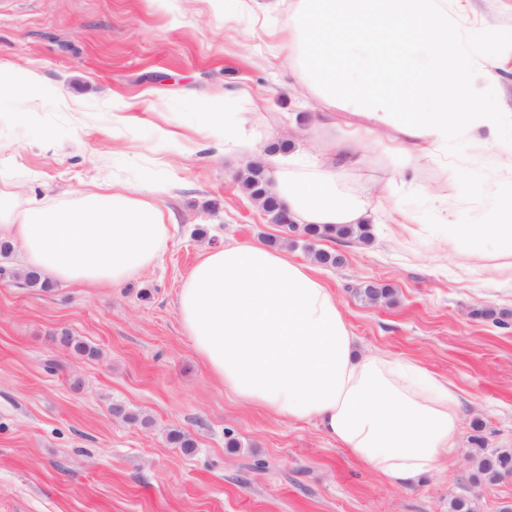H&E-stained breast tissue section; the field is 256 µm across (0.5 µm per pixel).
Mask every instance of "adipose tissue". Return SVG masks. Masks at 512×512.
<instances>
[{
  "mask_svg": "<svg viewBox=\"0 0 512 512\" xmlns=\"http://www.w3.org/2000/svg\"><path fill=\"white\" fill-rule=\"evenodd\" d=\"M282 48L328 105L363 109L365 133L402 136L391 158L437 157L471 135L512 168V107L476 106L475 66L458 40L447 0H291ZM224 147L257 150L250 118L225 113ZM355 136L317 142L309 171L279 164L273 188L298 224H369L368 197L337 189L358 164ZM159 189L101 187L73 203L17 209L0 196V240L19 247L24 269L72 286L112 287L139 277L164 253L171 216ZM495 224L447 217L438 251L466 248L512 278V192L493 191ZM176 310L210 374L242 401L323 432L387 484L435 471L460 442V397L447 379L384 353H356L335 295L308 265L258 243L207 250L183 277Z\"/></svg>",
  "mask_w": 512,
  "mask_h": 512,
  "instance_id": "1",
  "label": "adipose tissue"
}]
</instances>
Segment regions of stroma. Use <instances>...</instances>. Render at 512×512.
Instances as JSON below:
<instances>
[{"mask_svg":"<svg viewBox=\"0 0 512 512\" xmlns=\"http://www.w3.org/2000/svg\"><path fill=\"white\" fill-rule=\"evenodd\" d=\"M266 0H0V69L45 88L30 112L0 102V192L17 203L76 198L98 184L164 185L172 214L159 261L116 288L23 285L19 252L0 256V512H475L512 506V475L486 480L473 436L512 449V282L461 253H437L434 215L445 169L467 182L461 224H491L485 188L512 191V171L483 138L421 161L394 198L423 218L421 233L374 227L371 242L310 243L273 223L241 177L267 157L312 156L322 134L319 90L289 71L264 15ZM477 70L512 57V0H448ZM233 101L258 139L228 156L205 121ZM388 167L365 142L344 193L367 191ZM274 238L334 292L360 349L416 361L462 401L460 445L436 471L393 487L328 438L242 402L216 380L176 313L182 278L209 248ZM322 249L338 267L316 263ZM392 288L369 303L366 284ZM70 333L94 348L77 356ZM135 413L130 422L112 413ZM180 430L185 452L168 441Z\"/></svg>","mask_w":512,"mask_h":512,"instance_id":"35a3bbf8","label":"stroma"}]
</instances>
